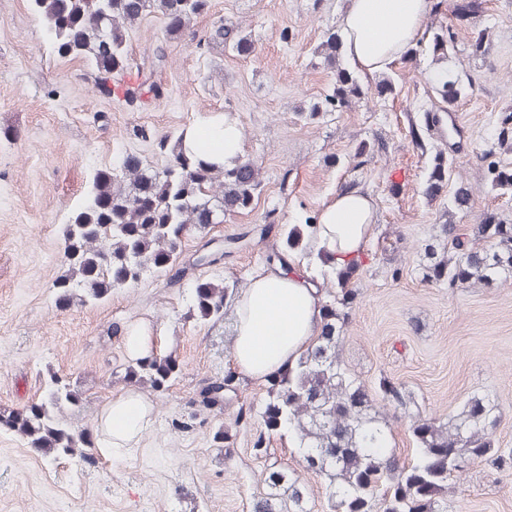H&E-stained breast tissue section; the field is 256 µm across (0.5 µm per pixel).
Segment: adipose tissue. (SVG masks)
I'll return each mask as SVG.
<instances>
[{"label": "adipose tissue", "mask_w": 512, "mask_h": 512, "mask_svg": "<svg viewBox=\"0 0 512 512\" xmlns=\"http://www.w3.org/2000/svg\"><path fill=\"white\" fill-rule=\"evenodd\" d=\"M433 0H348L340 18L342 50L361 71L386 70L420 39ZM182 147L216 165L231 163L242 151L238 121L202 114L185 130ZM375 220L368 193L346 187L324 203L316 220V252L337 266L364 259ZM322 295L306 270L284 271L281 263L259 270L234 300L230 328L238 372L263 382L293 364L321 328ZM150 405L133 390L118 395L101 422L103 447L128 448L146 428Z\"/></svg>", "instance_id": "ef3b65f1"}]
</instances>
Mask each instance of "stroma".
Segmentation results:
<instances>
[{"instance_id":"obj_1","label":"stroma","mask_w":512,"mask_h":512,"mask_svg":"<svg viewBox=\"0 0 512 512\" xmlns=\"http://www.w3.org/2000/svg\"><path fill=\"white\" fill-rule=\"evenodd\" d=\"M441 2L426 24L454 27L447 61L398 60L388 72L393 95L307 121L300 111L335 80L314 50L338 28L345 0H210L191 31L205 37L224 21L242 26L255 44L246 58L219 42L198 53L188 37L166 36L158 14L147 15L129 33L126 73L130 83L152 73L164 87L146 110L98 92L87 59L60 56L30 0H0V409L21 411L44 398L53 372L83 398L64 421L98 430L112 399L129 388L124 336L139 322L155 331L158 353L182 365L168 391L145 393L152 413L137 444L98 454L95 464L47 461L0 432V512H249L267 490L264 462L251 452L261 424L236 414L261 403L265 385L240 376L221 414L199 406L201 388L234 363L228 321L188 318L193 285L199 278L247 284L279 251L283 225L316 215L345 186L369 193L376 213L353 281L349 368L371 387L383 376L405 386L423 417L443 422L471 395L490 396L501 410L494 443L512 448V278L457 289L422 278L424 247L443 239L440 216L453 188L474 193L471 209L456 214L461 232L491 210L512 224V196L491 190L488 171L492 161L512 166V151L496 146L499 118L512 109V0H483L481 12L465 17L454 13L457 0ZM474 27L488 30L490 55L471 54ZM443 67L467 86L452 109L431 90ZM204 112L238 119L242 155L263 180L252 208L190 233L177 261L186 271L181 283L149 273L100 301L58 306L63 228L95 174L124 151L164 165L155 138L177 137ZM428 114L435 126H425ZM363 141L377 149L359 167L353 154ZM439 152L451 165L449 189L431 201L424 189ZM263 225L272 228L268 236H253L220 264H197L201 238ZM220 425L232 437L229 459L211 441ZM448 504V512H512V459L499 469L472 465L452 481Z\"/></svg>"}]
</instances>
